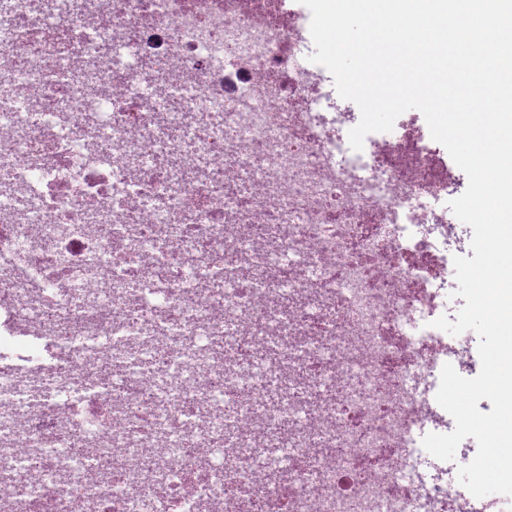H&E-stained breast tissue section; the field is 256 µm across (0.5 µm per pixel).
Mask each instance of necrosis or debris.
Here are the masks:
<instances>
[{"instance_id":"obj_1","label":"necrosis or debris","mask_w":512,"mask_h":512,"mask_svg":"<svg viewBox=\"0 0 512 512\" xmlns=\"http://www.w3.org/2000/svg\"><path fill=\"white\" fill-rule=\"evenodd\" d=\"M284 0H0V512H460L408 480L471 238L354 151ZM300 372L304 408L269 381ZM294 450L285 466L270 449Z\"/></svg>"}]
</instances>
